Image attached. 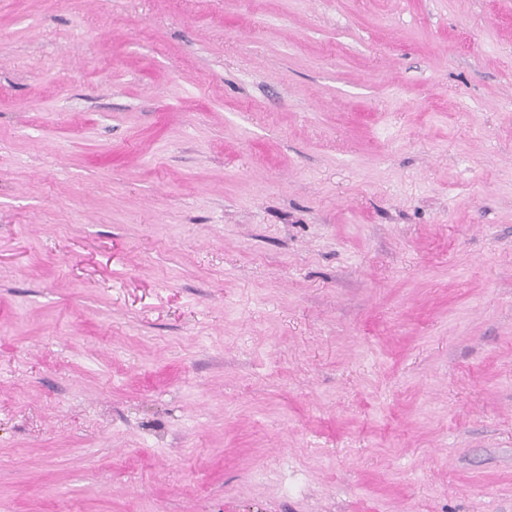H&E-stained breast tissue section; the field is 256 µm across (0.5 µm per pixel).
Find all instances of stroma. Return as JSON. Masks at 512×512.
Segmentation results:
<instances>
[{
  "instance_id": "stroma-1",
  "label": "stroma",
  "mask_w": 512,
  "mask_h": 512,
  "mask_svg": "<svg viewBox=\"0 0 512 512\" xmlns=\"http://www.w3.org/2000/svg\"><path fill=\"white\" fill-rule=\"evenodd\" d=\"M0 512H512V0H0Z\"/></svg>"
}]
</instances>
